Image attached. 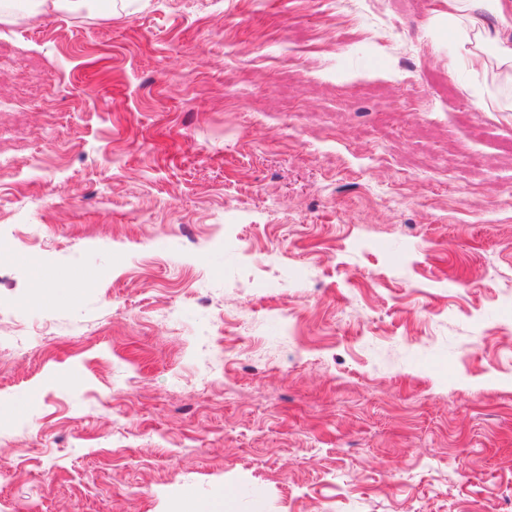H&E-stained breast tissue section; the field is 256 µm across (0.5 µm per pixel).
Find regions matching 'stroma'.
<instances>
[{
	"label": "stroma",
	"instance_id": "35a3bbf8",
	"mask_svg": "<svg viewBox=\"0 0 512 512\" xmlns=\"http://www.w3.org/2000/svg\"><path fill=\"white\" fill-rule=\"evenodd\" d=\"M0 24V512H512V85L447 0Z\"/></svg>",
	"mask_w": 512,
	"mask_h": 512
}]
</instances>
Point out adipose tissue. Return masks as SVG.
I'll use <instances>...</instances> for the list:
<instances>
[{"mask_svg": "<svg viewBox=\"0 0 512 512\" xmlns=\"http://www.w3.org/2000/svg\"><path fill=\"white\" fill-rule=\"evenodd\" d=\"M448 24L474 74L512 82V0H448ZM493 45L494 57L484 48Z\"/></svg>", "mask_w": 512, "mask_h": 512, "instance_id": "obj_1", "label": "adipose tissue"}]
</instances>
